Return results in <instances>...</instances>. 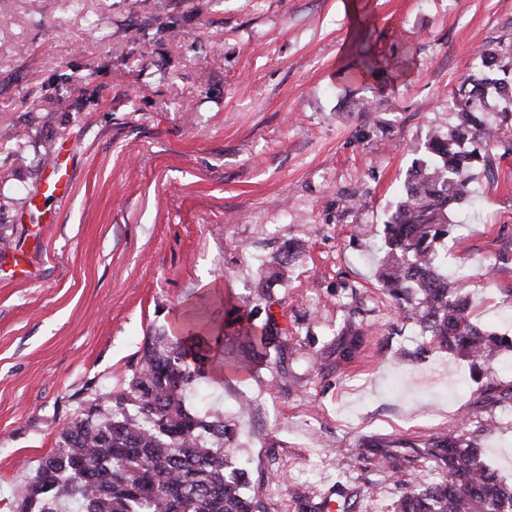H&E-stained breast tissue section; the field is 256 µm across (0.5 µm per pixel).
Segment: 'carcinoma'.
Here are the masks:
<instances>
[{
	"instance_id": "obj_1",
	"label": "carcinoma",
	"mask_w": 512,
	"mask_h": 512,
	"mask_svg": "<svg viewBox=\"0 0 512 512\" xmlns=\"http://www.w3.org/2000/svg\"><path fill=\"white\" fill-rule=\"evenodd\" d=\"M512 44L482 55V67L467 75L454 100L457 123L432 133L415 159L403 192L384 224L380 265L382 287L398 314L445 350L482 375L504 351L512 335L474 322L464 277L448 274L444 244L458 223L450 212L468 200L474 168L493 171L499 141L512 153V109L492 129L484 95L491 84L512 88ZM238 352L231 371L281 349L279 336L265 325L253 328L242 311ZM209 326L205 304L192 312L185 336H154L127 387L92 400L94 413H80L60 431L56 448L43 457L18 497L21 512H259L245 493L246 469L225 444L232 432L224 416L203 418L186 404L188 391L211 378L197 332ZM481 434L464 438L453 431L425 443L444 472L441 481L422 486L401 479L392 512H512V482L483 460ZM85 463L82 469L79 463Z\"/></svg>"
}]
</instances>
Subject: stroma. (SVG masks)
<instances>
[{
  "label": "stroma",
  "mask_w": 512,
  "mask_h": 512,
  "mask_svg": "<svg viewBox=\"0 0 512 512\" xmlns=\"http://www.w3.org/2000/svg\"><path fill=\"white\" fill-rule=\"evenodd\" d=\"M342 2L0 0V512L202 295L214 363L232 308L280 336L279 356L207 384L208 406L187 400L230 424L263 512H313L339 482L354 512H390L400 489L380 452L439 481L424 444L451 427L486 428L485 460L512 478V424L489 422L512 404V357L478 385L465 362L422 352L372 250L482 51L512 43V0H358L355 19ZM359 28L407 57L405 77L341 81ZM62 148L61 205L42 192ZM460 219L448 263L471 277L475 321L511 331L512 155L475 170Z\"/></svg>",
  "instance_id": "stroma-1"
}]
</instances>
